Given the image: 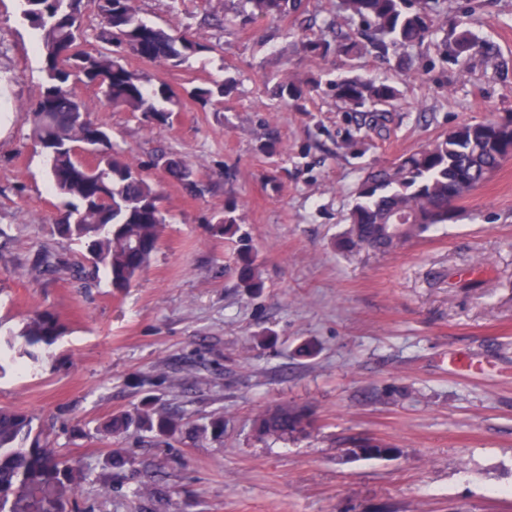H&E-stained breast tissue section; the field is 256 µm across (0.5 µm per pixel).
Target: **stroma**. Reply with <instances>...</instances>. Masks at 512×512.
I'll list each match as a JSON object with an SVG mask.
<instances>
[{"instance_id":"35a3bbf8","label":"stroma","mask_w":512,"mask_h":512,"mask_svg":"<svg viewBox=\"0 0 512 512\" xmlns=\"http://www.w3.org/2000/svg\"><path fill=\"white\" fill-rule=\"evenodd\" d=\"M224 3L135 0L143 19L186 30L203 50L178 67L130 61L177 90L236 76L221 109L185 98L171 124L151 125L101 106L96 87L75 88L116 149L144 166L167 212L150 266L117 294L103 274L87 284L33 269L44 252L71 266L86 252L53 232L61 200L24 113L44 80L40 34L18 0H0V105L11 112L0 131V327L44 309L66 326L50 357L0 376V408L31 413L60 455L95 467L97 480L78 492L86 512H512V161L426 239L386 256L335 247L362 167L512 113V0H470L471 30L498 56L465 82L426 47L406 69L358 60V74L402 95L384 131L352 151L343 144L364 117L328 92L300 112L272 107L279 78L352 67L302 56L294 13L224 29ZM272 135L288 151L285 168L260 150ZM160 154L187 161L210 193L153 167ZM228 198L258 252L264 288L254 295L225 274L232 246L210 233ZM306 344L313 355H299ZM148 391L195 425L223 414V438L97 433ZM282 404L310 408L318 433L257 439L256 414ZM353 435L396 453L350 457L340 441ZM116 448L138 472L107 493L98 479ZM141 481L158 495L135 496Z\"/></svg>"}]
</instances>
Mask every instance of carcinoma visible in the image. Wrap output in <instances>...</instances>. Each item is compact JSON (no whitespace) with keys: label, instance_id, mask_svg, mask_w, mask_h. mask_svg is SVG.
Instances as JSON below:
<instances>
[{"label":"carcinoma","instance_id":"carcinoma-1","mask_svg":"<svg viewBox=\"0 0 512 512\" xmlns=\"http://www.w3.org/2000/svg\"><path fill=\"white\" fill-rule=\"evenodd\" d=\"M303 0H238L232 15H224V26L243 27L259 18L276 22L303 10ZM84 0H28L24 16L42 32L46 79L38 99L26 109L30 137L39 147L54 152L49 175L64 210L54 225L60 238L82 244L95 256L93 269L77 267L79 278L90 281L104 271L112 288L121 293L149 266L159 249L166 224L159 190L142 169L119 157L112 134L102 122L90 117L88 105L73 91L79 81L95 86L109 105L139 112L156 125H167L180 104L166 83L151 84L129 66L136 57L158 66H175L196 53L200 44L176 27L164 29L140 19L134 0H97L102 19L100 39L105 47L94 52L83 49ZM356 20L360 36L327 33L336 31L339 19ZM434 41L440 58L458 66L460 77L469 74L472 61L490 59L466 22L448 24V0H338L337 12L325 21L324 32L304 36L298 44L303 55L326 59L340 55L357 61L371 51L391 55L404 64L410 52ZM237 81L196 85L187 95L204 106H217L231 93ZM319 84L283 77L276 86L278 107L295 109L299 102L318 90ZM336 103L351 112H372L379 117L401 95L386 81L352 76L331 83ZM101 140L103 148L96 168L86 167L76 149ZM512 159V123L490 119L464 123L415 152L402 155L387 166L370 168L359 178L349 224L336 239V248L355 255L363 250L388 254L404 243L419 240L441 224L460 217V202L484 184ZM153 166L195 194L210 192L207 184L193 179L190 167L161 155ZM239 204L224 200L212 235L236 239L237 250L230 268L237 287L246 294L263 288L257 251L242 234ZM62 324L49 310L35 312L22 327L9 333L0 346V373L4 361L26 358L33 363L49 352L62 336ZM318 428L306 407L281 406L260 413L254 421L257 437L297 441ZM109 436L150 434L171 439L182 434L224 435V416L212 415L201 426L157 407L147 396L131 411L112 415L97 428ZM351 448L363 449L364 458L394 455L397 449L373 437L352 438ZM92 467L56 453L33 434V417L17 410L0 408V512H16L11 490L29 483L44 493L42 512H57L63 503L73 512L76 489L89 480Z\"/></svg>","mask_w":512,"mask_h":512}]
</instances>
